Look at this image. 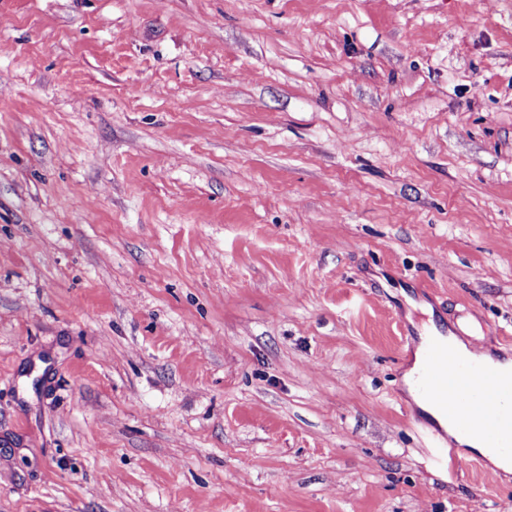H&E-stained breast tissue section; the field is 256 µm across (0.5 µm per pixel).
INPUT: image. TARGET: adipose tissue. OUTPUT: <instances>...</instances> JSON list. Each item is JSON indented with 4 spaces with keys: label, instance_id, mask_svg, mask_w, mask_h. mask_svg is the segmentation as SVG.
Instances as JSON below:
<instances>
[{
    "label": "adipose tissue",
    "instance_id": "1",
    "mask_svg": "<svg viewBox=\"0 0 512 512\" xmlns=\"http://www.w3.org/2000/svg\"><path fill=\"white\" fill-rule=\"evenodd\" d=\"M447 343L450 349L460 358L477 363L497 362L503 372L512 373V360L504 358L494 359L493 355L486 351H475L470 343L463 341L456 334L444 335L438 332L434 327L424 329L420 341L414 353L412 365L403 374V384L415 405L427 414L440 428L454 437L456 443L468 452L481 456L485 459L493 470L501 474L508 475L512 473V458L508 457L497 449L486 447L484 439L480 433L474 432L466 436L458 435L455 427L448 419L447 415L439 408L432 406L421 394L418 388V380L424 364V357L427 350L436 343Z\"/></svg>",
    "mask_w": 512,
    "mask_h": 512
}]
</instances>
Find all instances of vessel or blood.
<instances>
[{
  "label": "vessel or blood",
  "mask_w": 512,
  "mask_h": 512,
  "mask_svg": "<svg viewBox=\"0 0 512 512\" xmlns=\"http://www.w3.org/2000/svg\"><path fill=\"white\" fill-rule=\"evenodd\" d=\"M420 388L423 396L446 411L464 432H480L490 447H512V376L496 366H478L446 348H431L425 356ZM439 471L458 459L445 435L427 430Z\"/></svg>",
  "instance_id": "b4317fda"
}]
</instances>
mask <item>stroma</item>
I'll list each match as a JSON object with an SVG mask.
<instances>
[{"instance_id":"obj_1","label":"stroma","mask_w":512,"mask_h":512,"mask_svg":"<svg viewBox=\"0 0 512 512\" xmlns=\"http://www.w3.org/2000/svg\"><path fill=\"white\" fill-rule=\"evenodd\" d=\"M430 320L512 357V0H0V512H512ZM436 343H447L462 359L482 364L496 363L505 374L512 373V360L508 357L497 360L488 351L477 352L451 329L448 328V336H444L432 324L424 327L413 363L403 374V384L419 409L458 445L485 459L495 474L499 471L504 477L508 476L512 473V460L495 448H509L512 455V376H505L494 365L477 366L462 360L447 348L433 347L426 354L430 346ZM421 371V392L436 407L419 391ZM448 394L452 396L449 403ZM475 405L484 408L483 418L479 419L473 414ZM441 409L453 418L461 431L478 432L460 436ZM479 432L492 448H486ZM425 433L429 448L434 450L436 466L441 473L448 472L458 460L456 448L452 444L448 447V436L446 438L439 431L425 429Z\"/></svg>"}]
</instances>
